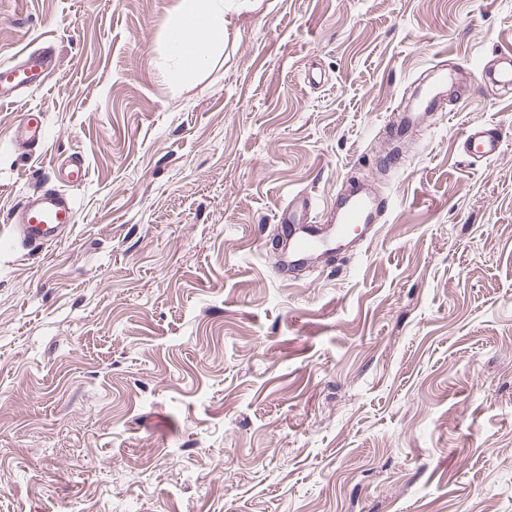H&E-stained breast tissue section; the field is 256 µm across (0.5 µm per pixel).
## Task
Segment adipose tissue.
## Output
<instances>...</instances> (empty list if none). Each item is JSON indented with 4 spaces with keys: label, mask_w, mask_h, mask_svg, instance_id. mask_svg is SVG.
I'll use <instances>...</instances> for the list:
<instances>
[{
    "label": "adipose tissue",
    "mask_w": 512,
    "mask_h": 512,
    "mask_svg": "<svg viewBox=\"0 0 512 512\" xmlns=\"http://www.w3.org/2000/svg\"><path fill=\"white\" fill-rule=\"evenodd\" d=\"M167 40L179 60L178 73L207 65L213 52L224 44V0H181Z\"/></svg>",
    "instance_id": "obj_1"
}]
</instances>
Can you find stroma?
Masks as SVG:
<instances>
[{
    "mask_svg": "<svg viewBox=\"0 0 512 512\" xmlns=\"http://www.w3.org/2000/svg\"><path fill=\"white\" fill-rule=\"evenodd\" d=\"M179 2L0 0V66L58 58L0 104V512H512V96L482 76L512 0H228L177 82ZM443 61L464 92L383 169ZM352 180L388 202L373 241L277 276L276 214ZM37 186L76 222L31 251ZM43 136L42 116L36 112H23L12 130L13 140L29 150L35 149ZM463 150L476 160H491L502 153L501 135L482 122L471 123L463 137ZM17 241L29 249L60 242L76 222L70 197L52 188L27 195L12 217Z\"/></svg>",
    "mask_w": 512,
    "mask_h": 512,
    "instance_id": "stroma-1",
    "label": "stroma"
}]
</instances>
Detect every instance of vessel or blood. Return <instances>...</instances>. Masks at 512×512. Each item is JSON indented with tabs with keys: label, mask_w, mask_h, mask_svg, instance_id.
I'll return each mask as SVG.
<instances>
[{
	"label": "vessel or blood",
	"mask_w": 512,
	"mask_h": 512,
	"mask_svg": "<svg viewBox=\"0 0 512 512\" xmlns=\"http://www.w3.org/2000/svg\"><path fill=\"white\" fill-rule=\"evenodd\" d=\"M52 47L25 55L17 63L0 68V102L10 101L26 92L35 73L50 76L56 68ZM487 79L494 85L512 90V54L499 56L495 66L487 70ZM449 75L437 69L432 81L424 90L418 111L408 113L406 123H414L420 113L435 105L439 89L446 85ZM43 136L40 114L22 113L12 130L13 140L28 149H35ZM463 150L476 160H491L502 152L503 142L495 129L481 122L471 123L463 137ZM384 211L382 199L366 191H352L341 200L336 219L330 224L307 222V203L292 198L279 215V222L287 227L285 246L276 260L281 274L318 268L322 255L341 251L346 246L370 244L377 233V226ZM17 241L24 247L36 249L60 242L66 230L76 222V210L70 197L52 188H42L27 195L13 218Z\"/></svg>",
	"instance_id": "vessel-or-blood-1"
}]
</instances>
